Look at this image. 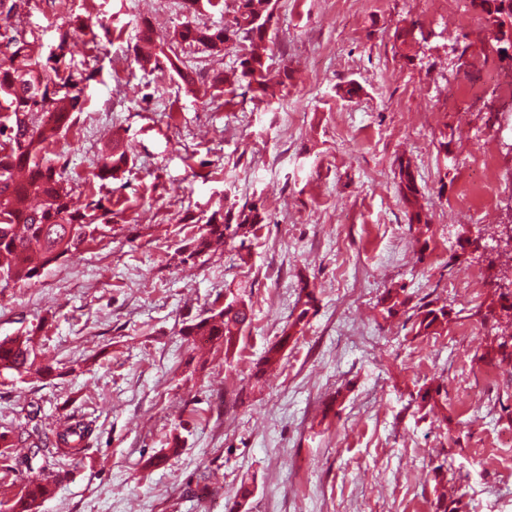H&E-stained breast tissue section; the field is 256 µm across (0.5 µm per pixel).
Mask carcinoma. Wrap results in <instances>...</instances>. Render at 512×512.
Segmentation results:
<instances>
[{
  "instance_id": "cac0c4a2",
  "label": "carcinoma",
  "mask_w": 512,
  "mask_h": 512,
  "mask_svg": "<svg viewBox=\"0 0 512 512\" xmlns=\"http://www.w3.org/2000/svg\"><path fill=\"white\" fill-rule=\"evenodd\" d=\"M224 26L212 27L200 22H186L170 37V45L203 47L221 55L224 50L239 48L238 81L240 88L251 98L264 100L274 96L268 85L270 57L263 52V44L277 24L275 0H224ZM6 40V54L0 58V128L9 130L10 151L0 147V276L13 284L29 282L41 276L45 269L60 259L73 256L86 242L105 234L111 210L102 200H93L77 207L66 187L64 171L55 167L47 157L49 146L74 121L81 110L84 88L93 78L72 69L67 62L65 48L70 30L59 33L57 52L39 60V45L23 34L0 32ZM189 91L195 90L197 79L193 72L181 69L167 59ZM130 160L129 149L118 144L103 153L97 164L96 177L101 181L117 178ZM399 191L406 204L408 223L429 225L418 199L415 176L410 162L398 167ZM264 222L260 209L245 205L212 212L202 225L200 235L191 244L187 258L205 264L213 254L215 243L245 239ZM497 300L486 306L482 320L491 323L494 334L488 336L484 351L478 359L486 364L512 362V329L501 327L500 318L512 314V298L504 303L500 289H495ZM383 311L389 316L399 312L404 302L398 292L387 290L380 299ZM315 309V297L305 294L298 300L293 316L282 331L283 340L269 346L261 360L264 366L281 362L285 343L304 332L310 311ZM251 307L244 298L235 296L222 305H212L185 328L187 336H202L224 342V355L233 350L239 336L250 320ZM448 307L421 308L415 313L413 329L423 336L437 335L448 326ZM33 338L17 336L0 340V372L19 375L47 368H35ZM440 391L431 387L418 390V407L437 408ZM93 433L92 425L83 420L69 421L56 432L53 449L61 455L78 454L86 450L87 439ZM11 438V447L42 448L45 441L34 431L22 438L9 427L0 432V438ZM52 484L41 479L30 480L26 494L15 508L30 512L34 503L51 497ZM435 512H461V497L442 492L437 496Z\"/></svg>"
}]
</instances>
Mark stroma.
Wrapping results in <instances>:
<instances>
[{
	"instance_id": "stroma-1",
	"label": "stroma",
	"mask_w": 512,
	"mask_h": 512,
	"mask_svg": "<svg viewBox=\"0 0 512 512\" xmlns=\"http://www.w3.org/2000/svg\"><path fill=\"white\" fill-rule=\"evenodd\" d=\"M269 53L287 70L271 103L208 87L237 53L182 55L190 93L140 66L143 25L165 36L183 0H31L9 24L43 51L71 29L73 69L96 70L84 105L51 151L75 205L105 199L111 232L36 279L0 288V338L32 333L47 378L0 375V426L53 435L68 416L95 427L86 451L0 456V512L32 476L56 482L35 512H434L432 469L463 512H512V365L477 361L474 312L495 285L484 246L512 216V186L474 217L467 164L489 153L512 169V67L485 40L470 0H276ZM129 147L121 179L98 156ZM411 162L429 232L409 225L395 174ZM258 203L266 221L204 265L180 248L219 207ZM481 250L455 256L468 239ZM399 288L395 316L378 300ZM316 312L279 368L256 364L301 290ZM251 322L232 354L185 336L234 294ZM448 306V332L419 336V306ZM447 390L418 410L419 388ZM36 407L35 418L26 408Z\"/></svg>"
}]
</instances>
